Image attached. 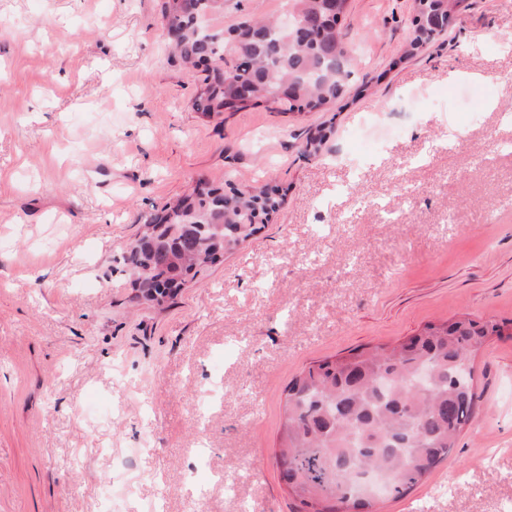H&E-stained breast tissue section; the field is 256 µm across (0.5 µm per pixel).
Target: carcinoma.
<instances>
[{
  "mask_svg": "<svg viewBox=\"0 0 512 512\" xmlns=\"http://www.w3.org/2000/svg\"><path fill=\"white\" fill-rule=\"evenodd\" d=\"M225 0H162V25L178 33L172 56L204 73L193 100L210 115L262 107L323 112L345 97L353 48L338 24L323 22L327 0H292L295 22L246 18L205 33ZM464 0H413V57L455 21ZM241 53L248 63L236 65ZM285 190L200 180L143 224L123 257L138 297L161 304L185 277L272 224ZM505 324L461 314L430 323L395 345H365L303 369L289 384L279 436L280 477L300 512H375L359 492L363 476H387L390 496L411 492L448 459L477 414L471 357Z\"/></svg>",
  "mask_w": 512,
  "mask_h": 512,
  "instance_id": "cac0c4a2",
  "label": "carcinoma"
}]
</instances>
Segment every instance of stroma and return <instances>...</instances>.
<instances>
[{
	"label": "stroma",
	"mask_w": 512,
	"mask_h": 512,
	"mask_svg": "<svg viewBox=\"0 0 512 512\" xmlns=\"http://www.w3.org/2000/svg\"><path fill=\"white\" fill-rule=\"evenodd\" d=\"M412 4L350 0L355 90L330 111L206 117L160 0H0V512H298L276 457L294 376L512 321V0H465L409 58ZM288 9L227 0L210 24ZM228 176L285 187L276 223L138 299L140 225ZM471 364L474 422L377 512H512V338Z\"/></svg>",
	"instance_id": "stroma-1"
}]
</instances>
